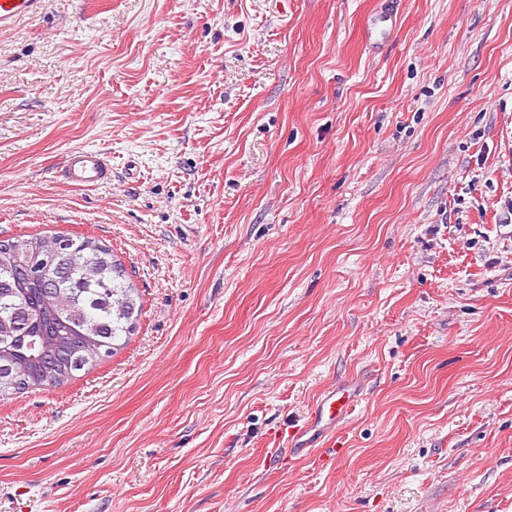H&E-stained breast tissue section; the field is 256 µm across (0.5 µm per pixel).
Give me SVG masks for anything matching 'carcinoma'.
I'll return each instance as SVG.
<instances>
[{"instance_id": "obj_1", "label": "carcinoma", "mask_w": 512, "mask_h": 512, "mask_svg": "<svg viewBox=\"0 0 512 512\" xmlns=\"http://www.w3.org/2000/svg\"><path fill=\"white\" fill-rule=\"evenodd\" d=\"M9 240L0 249V397L56 388L94 367L131 334L138 294L112 249L89 237ZM38 269L34 281L12 278L17 260Z\"/></svg>"}]
</instances>
